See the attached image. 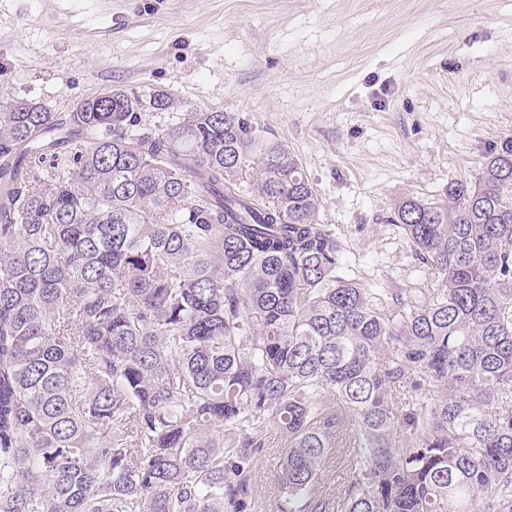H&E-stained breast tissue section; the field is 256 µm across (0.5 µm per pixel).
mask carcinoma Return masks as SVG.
Segmentation results:
<instances>
[{
    "label": "carcinoma",
    "mask_w": 512,
    "mask_h": 512,
    "mask_svg": "<svg viewBox=\"0 0 512 512\" xmlns=\"http://www.w3.org/2000/svg\"><path fill=\"white\" fill-rule=\"evenodd\" d=\"M110 92L0 104V512H248L268 427L278 512H512V137L396 208L439 287L388 312L287 146ZM346 484V471L344 470V466L340 463V459H336L335 456L328 462V467L319 485V493L330 500H336L340 493L343 492Z\"/></svg>",
    "instance_id": "carcinoma-1"
}]
</instances>
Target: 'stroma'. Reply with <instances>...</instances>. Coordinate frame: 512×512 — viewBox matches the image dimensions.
<instances>
[{
    "instance_id": "obj_1",
    "label": "stroma",
    "mask_w": 512,
    "mask_h": 512,
    "mask_svg": "<svg viewBox=\"0 0 512 512\" xmlns=\"http://www.w3.org/2000/svg\"><path fill=\"white\" fill-rule=\"evenodd\" d=\"M0 101L74 111L114 86L187 111L237 112L301 162L366 288L419 301L437 281L390 216L473 183L512 136V0H0ZM269 432L250 512H277Z\"/></svg>"
}]
</instances>
